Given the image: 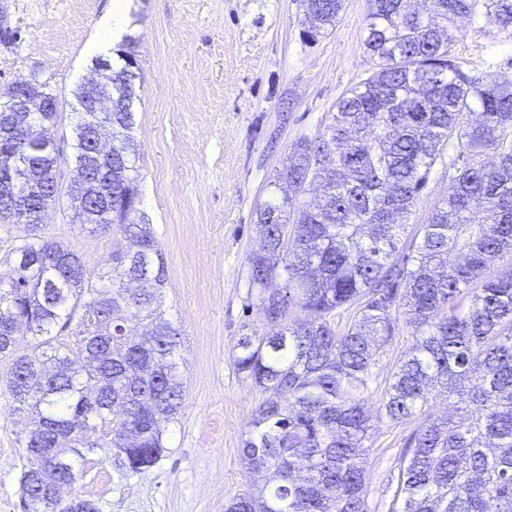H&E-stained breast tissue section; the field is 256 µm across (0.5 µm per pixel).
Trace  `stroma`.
<instances>
[{"mask_svg": "<svg viewBox=\"0 0 512 512\" xmlns=\"http://www.w3.org/2000/svg\"><path fill=\"white\" fill-rule=\"evenodd\" d=\"M110 7L111 0H0V26L10 34L0 42V90L26 78L57 95L64 180L75 166L73 93L94 76L86 47ZM369 9V0H345L335 27L311 40L302 0H130L138 215L166 260L162 302L181 332L184 393L153 468L121 476L102 448L86 455L68 496L93 500L100 512H224L229 498L249 490L241 449L265 393L239 377L232 353L244 334L270 329L248 283L247 257L260 246L255 211L282 199L273 182L293 143L323 132L337 100L371 74L363 46ZM451 52L475 79L512 70V36L481 10L459 19ZM452 186L447 162L437 163L410 223H425ZM40 232L69 245L92 273L125 245L114 229L81 232L64 203L47 210ZM412 343L400 326L374 369L365 512H391L401 458L423 423L380 415L391 369ZM9 369L0 358V512H22L25 424L9 412Z\"/></svg>", "mask_w": 512, "mask_h": 512, "instance_id": "stroma-1", "label": "stroma"}]
</instances>
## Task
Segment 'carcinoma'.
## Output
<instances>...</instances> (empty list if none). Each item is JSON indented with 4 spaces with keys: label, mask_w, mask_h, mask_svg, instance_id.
<instances>
[{
    "label": "carcinoma",
    "mask_w": 512,
    "mask_h": 512,
    "mask_svg": "<svg viewBox=\"0 0 512 512\" xmlns=\"http://www.w3.org/2000/svg\"><path fill=\"white\" fill-rule=\"evenodd\" d=\"M412 3L371 0L364 46L374 71L339 98L322 134L293 145L280 174L291 195L256 209L264 241L247 258L250 286L279 331L240 337L232 361L269 393L242 448L246 468L266 480L224 512H364L366 393L400 316L414 343L394 366L381 414L425 421L401 459L392 512H512V268L486 275L488 262L512 253V71L476 81L449 54L456 19L480 6L512 30V0ZM304 5L313 38L335 26L344 0ZM121 56L112 111H91V87L74 92L68 185L57 158L14 139L0 118V219L35 230L32 217L64 199L81 229L114 227L127 242L93 276L73 250L33 233L0 274L12 412L34 424L19 479L25 512H63L53 488L73 485L78 462L98 448L127 475L148 472L183 397L180 333L159 301L166 262L150 225L136 221V74L133 53ZM467 112L480 119L463 121ZM102 127L110 158L96 153ZM455 144L452 193L409 227L430 171ZM15 153L27 159L17 194L6 163ZM316 182L320 205H293ZM345 306L355 320L338 334L328 316ZM295 309L308 319L290 320ZM68 329L72 348L58 341ZM434 389L448 393L453 417L426 414ZM60 447L65 456L50 464L42 449Z\"/></svg>",
    "instance_id": "cac0c4a2"
}]
</instances>
